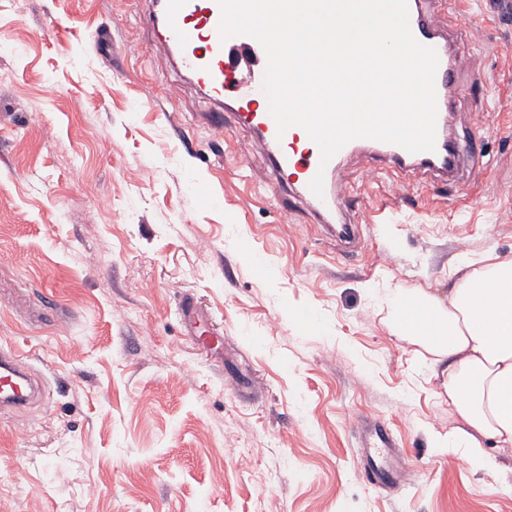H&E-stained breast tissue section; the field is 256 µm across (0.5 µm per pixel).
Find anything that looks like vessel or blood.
I'll return each mask as SVG.
<instances>
[{
  "label": "vessel or blood",
  "mask_w": 512,
  "mask_h": 512,
  "mask_svg": "<svg viewBox=\"0 0 512 512\" xmlns=\"http://www.w3.org/2000/svg\"><path fill=\"white\" fill-rule=\"evenodd\" d=\"M144 20L152 31V51L169 55L179 69L201 87L214 103L208 115L211 130L230 135L242 130L268 148L275 188L307 206L313 223L331 224L338 241L358 245L359 225L345 219L343 203L349 184L342 177L345 154L367 147L386 158L392 167L412 166L454 173L467 147L451 136L448 114L458 93V71L463 60L452 48L447 33L431 20L430 5L436 0H406L409 28L414 39L435 49V148L411 153L399 145L361 138L347 143L342 153L321 164L320 151L306 131L298 126L278 133L262 90L267 54L262 45L247 35L221 38L219 0H143ZM324 175V193L315 195L309 183L316 173ZM45 386L31 372L25 357L9 344L0 345V409L16 412L29 408L44 394ZM364 447L390 448L394 440L384 427L367 416L353 420ZM364 473L371 483L383 485L401 478L404 468L369 463Z\"/></svg>",
  "instance_id": "b4317fda"
}]
</instances>
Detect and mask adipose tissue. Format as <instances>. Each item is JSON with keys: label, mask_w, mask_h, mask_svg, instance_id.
<instances>
[{"label": "adipose tissue", "mask_w": 512, "mask_h": 512, "mask_svg": "<svg viewBox=\"0 0 512 512\" xmlns=\"http://www.w3.org/2000/svg\"><path fill=\"white\" fill-rule=\"evenodd\" d=\"M455 273L444 296L396 292L391 328L441 366L440 395L457 420L450 438L477 468H492L487 444L512 446V260L491 251Z\"/></svg>", "instance_id": "1"}]
</instances>
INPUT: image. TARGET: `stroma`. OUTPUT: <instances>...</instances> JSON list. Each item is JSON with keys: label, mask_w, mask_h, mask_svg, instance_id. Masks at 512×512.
Returning <instances> with one entry per match:
<instances>
[{"label": "stroma", "mask_w": 512, "mask_h": 512, "mask_svg": "<svg viewBox=\"0 0 512 512\" xmlns=\"http://www.w3.org/2000/svg\"><path fill=\"white\" fill-rule=\"evenodd\" d=\"M473 16L463 179L408 171L376 221L354 151L348 252L274 192L261 144L212 135L134 0H0V342L47 387L0 413V512H512V447L471 467L428 354L389 326L393 292L512 258V7ZM186 302L219 343L186 332ZM360 414L406 483L363 478ZM353 430L362 436L363 448H395L393 438L384 427L377 425L366 415L354 418Z\"/></svg>", "instance_id": "35a3bbf8"}]
</instances>
